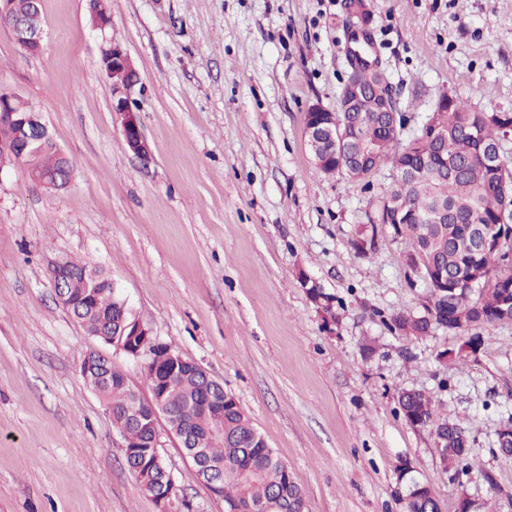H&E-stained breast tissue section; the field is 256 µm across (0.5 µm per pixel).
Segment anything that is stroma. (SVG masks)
Returning a JSON list of instances; mask_svg holds the SVG:
<instances>
[{"mask_svg":"<svg viewBox=\"0 0 512 512\" xmlns=\"http://www.w3.org/2000/svg\"><path fill=\"white\" fill-rule=\"evenodd\" d=\"M345 0H111L107 33L90 0H42L43 50L0 23V91L39 112L71 160L49 191L0 173V512H158L129 472L81 362L98 342L57 301L55 260L98 265L155 340L239 401L297 474L308 512H407L399 469L428 479L441 512L461 494L512 512V321L477 353L460 334H391L422 311L410 244L373 234L390 182L320 173L307 108L339 106L349 71ZM369 59L415 129L438 93L512 112V0H367ZM119 44L140 82L131 102L152 149L127 148L101 68ZM374 240L361 251V241ZM331 299L326 315L304 286ZM403 390L429 393L470 437L472 465L449 481L429 430L402 415ZM177 512H224L161 432Z\"/></svg>","mask_w":512,"mask_h":512,"instance_id":"obj_1","label":"stroma"}]
</instances>
